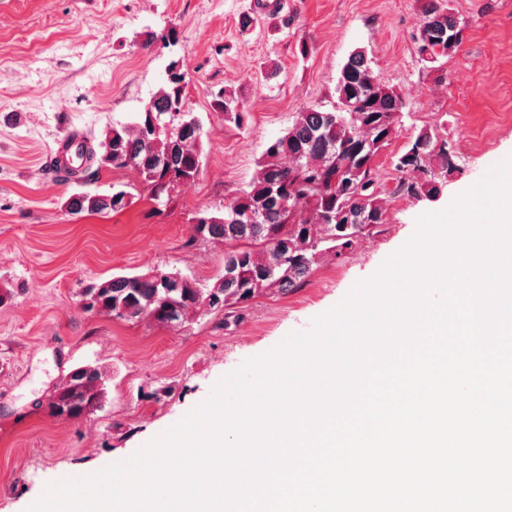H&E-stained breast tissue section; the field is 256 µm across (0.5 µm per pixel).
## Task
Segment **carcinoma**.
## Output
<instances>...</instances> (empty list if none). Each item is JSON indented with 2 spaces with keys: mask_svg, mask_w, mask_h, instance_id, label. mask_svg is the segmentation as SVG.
<instances>
[{
  "mask_svg": "<svg viewBox=\"0 0 512 512\" xmlns=\"http://www.w3.org/2000/svg\"><path fill=\"white\" fill-rule=\"evenodd\" d=\"M464 26L450 12L448 0H427L414 37L421 60L435 64L454 52ZM186 73L174 61L167 84L136 121L102 134V153L88 152L84 181L106 169H132L151 186L155 199L181 182L194 179L202 165L203 126L185 109ZM336 106L313 105L298 114L285 135L271 142L257 177L224 208L208 212L210 224L195 225V240L224 241V265L216 284L201 288L179 272L119 275L84 288L89 311L116 318H149L169 328L203 307L224 313V327L242 318L241 310L267 290L286 296L303 287L325 254L340 258L357 242L386 223V209L375 193V162L388 145L405 107L404 99L377 80L364 55L349 56L336 82ZM213 110L241 127L246 112L239 100L221 91ZM448 172V141L421 131L396 159L395 170L412 182L400 184L418 197L434 199L440 182L421 179L425 169ZM112 198V204L106 199ZM128 192L111 195L76 192L62 207L72 214H106L125 207ZM180 279L168 295L159 280ZM99 368L82 366L48 397L46 407L62 419L95 412L104 398Z\"/></svg>",
  "mask_w": 512,
  "mask_h": 512,
  "instance_id": "cac0c4a2",
  "label": "carcinoma"
}]
</instances>
